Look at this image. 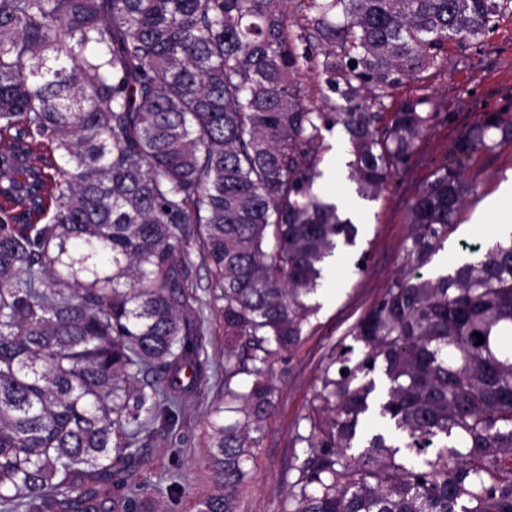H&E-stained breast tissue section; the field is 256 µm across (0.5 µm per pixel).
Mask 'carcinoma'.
<instances>
[{"instance_id":"carcinoma-1","label":"carcinoma","mask_w":512,"mask_h":512,"mask_svg":"<svg viewBox=\"0 0 512 512\" xmlns=\"http://www.w3.org/2000/svg\"><path fill=\"white\" fill-rule=\"evenodd\" d=\"M0 0V512H165L141 472L213 369L208 491L239 512L275 412L277 363L359 229L319 198L323 132L379 197L443 103L385 99L482 36L512 0ZM339 10L343 21L333 22ZM327 93L307 104L302 68ZM487 114L409 207L404 269L325 354L278 512H512V240L436 276L474 186ZM209 266V299L190 246ZM484 342L476 344L473 333ZM381 371L380 430L365 422Z\"/></svg>"}]
</instances>
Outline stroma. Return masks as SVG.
<instances>
[{"label":"stroma","instance_id":"1","mask_svg":"<svg viewBox=\"0 0 512 512\" xmlns=\"http://www.w3.org/2000/svg\"><path fill=\"white\" fill-rule=\"evenodd\" d=\"M420 86L442 100L443 110L424 132L408 168L392 177L377 200L365 202L357 246L337 264L336 283L306 324L302 348L277 364L273 385L278 406L256 450L254 476L239 512H276L287 494L288 471L297 454L292 438L320 386L321 358L334 343L349 339L353 325L402 269L408 208L418 189L448 159L454 142L485 113L496 112L504 123L512 122V12L496 17L479 40L451 49L439 69L425 73ZM511 171L512 142L479 152L468 162L465 176L477 191L467 203L462 227L446 243L444 255L455 258L464 244H482L491 237V229L471 235L465 226ZM363 254L368 262L360 272L355 263ZM206 325L205 347L215 362L212 376L200 397L186 407L171 449L151 448L146 453L150 471L168 468L182 477L184 493L173 512H190L192 498L211 482L206 467L210 405L224 392V330L215 316Z\"/></svg>","mask_w":512,"mask_h":512}]
</instances>
